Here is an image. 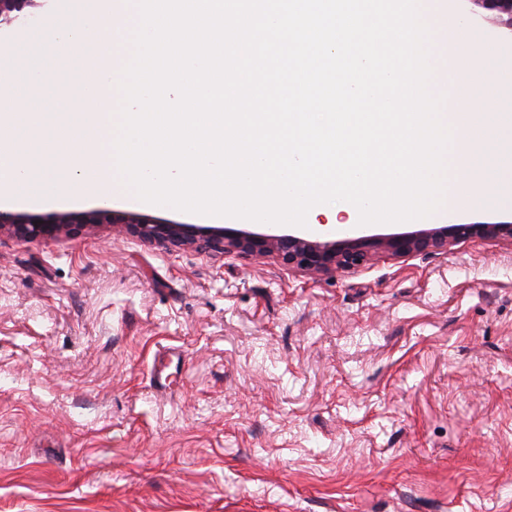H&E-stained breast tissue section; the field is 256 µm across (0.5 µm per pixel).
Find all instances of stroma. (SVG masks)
<instances>
[{
	"label": "stroma",
	"mask_w": 512,
	"mask_h": 512,
	"mask_svg": "<svg viewBox=\"0 0 512 512\" xmlns=\"http://www.w3.org/2000/svg\"><path fill=\"white\" fill-rule=\"evenodd\" d=\"M449 11L512 52L469 0ZM68 0L0 27V78ZM512 219L447 207L295 235L338 241ZM177 356L154 382L162 352ZM0 512H512V242L309 274L100 224L0 235Z\"/></svg>",
	"instance_id": "stroma-1"
}]
</instances>
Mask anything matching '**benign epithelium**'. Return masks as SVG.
I'll return each mask as SVG.
<instances>
[{"label":"benign epithelium","mask_w":512,"mask_h":512,"mask_svg":"<svg viewBox=\"0 0 512 512\" xmlns=\"http://www.w3.org/2000/svg\"><path fill=\"white\" fill-rule=\"evenodd\" d=\"M486 11L512 20V0H473ZM27 0H0V24L18 20ZM91 224H121L128 232L160 244L196 246L220 254H276L283 263L311 273L349 271L372 260L380 250L393 255L444 254L453 244L474 237L512 242V221L454 224L394 236H367L341 241H312L295 235H260L243 229L172 224L141 214L94 210L75 214H10L0 212V234L23 239H55Z\"/></svg>","instance_id":"7a95c632"}]
</instances>
